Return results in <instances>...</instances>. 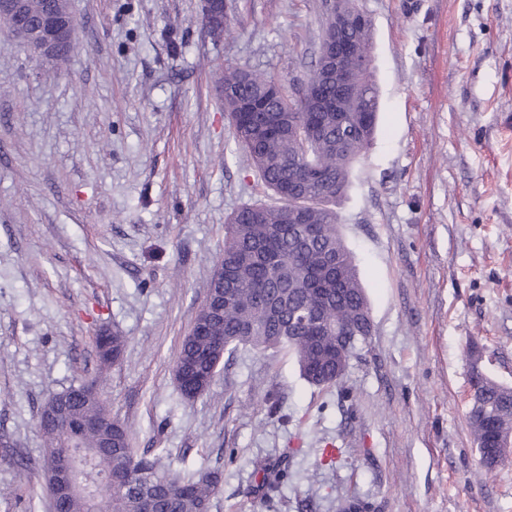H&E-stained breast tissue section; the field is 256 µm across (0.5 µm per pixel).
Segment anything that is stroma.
I'll list each match as a JSON object with an SVG mask.
<instances>
[{"label": "stroma", "instance_id": "stroma-1", "mask_svg": "<svg viewBox=\"0 0 512 512\" xmlns=\"http://www.w3.org/2000/svg\"><path fill=\"white\" fill-rule=\"evenodd\" d=\"M358 5L380 109L338 209L372 332L336 386L240 347L192 403L173 363L224 225L269 199L220 79L298 89L325 0H230L217 39L202 0H69L77 44L53 67L0 26V512H51L37 414L92 377L138 452L221 467L210 512H512V459L478 466L468 361L512 387V0ZM104 328L127 338L105 367ZM259 464L287 483L262 490Z\"/></svg>", "mask_w": 512, "mask_h": 512}]
</instances>
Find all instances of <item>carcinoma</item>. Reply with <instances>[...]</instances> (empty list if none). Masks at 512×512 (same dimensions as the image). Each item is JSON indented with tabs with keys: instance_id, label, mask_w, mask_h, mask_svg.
Returning a JSON list of instances; mask_svg holds the SVG:
<instances>
[{
	"instance_id": "carcinoma-1",
	"label": "carcinoma",
	"mask_w": 512,
	"mask_h": 512,
	"mask_svg": "<svg viewBox=\"0 0 512 512\" xmlns=\"http://www.w3.org/2000/svg\"><path fill=\"white\" fill-rule=\"evenodd\" d=\"M365 62L354 66L353 84L359 107L343 104V112L320 114L321 130L309 138L298 130L308 120L302 102L284 92L266 74L224 68L220 83L224 112L235 142L252 160L277 205L246 204L224 225V247L214 265L206 302L184 337L174 360V377L186 402L202 397L214 381L225 353L239 347L288 348L302 377L314 386H332L343 378L359 344L371 335L370 305L354 257L340 231L336 202L351 184V170L374 138L379 89L372 71L371 28L360 34ZM242 99H261L263 112H238ZM309 164H318L325 179L315 190L306 223L294 221L288 207V183ZM346 325L350 346L345 363L336 365V322ZM112 353L101 352L102 364L118 362L126 337L109 335ZM89 388L83 398L70 394ZM483 402L501 428H512V388L492 380L481 382ZM69 410L73 418H91L99 426L82 433V447L92 451L91 464L81 465L78 479L87 492L63 495V512H209L219 492L218 470L200 469L189 477L157 472L159 458L130 447L126 427L113 418L101 399L96 380H87L49 397L38 420ZM47 470L54 453L67 450L71 424L59 417L56 429L43 431ZM262 486L279 488L288 478L284 468L262 466ZM112 475V488L98 491V476Z\"/></svg>"
}]
</instances>
